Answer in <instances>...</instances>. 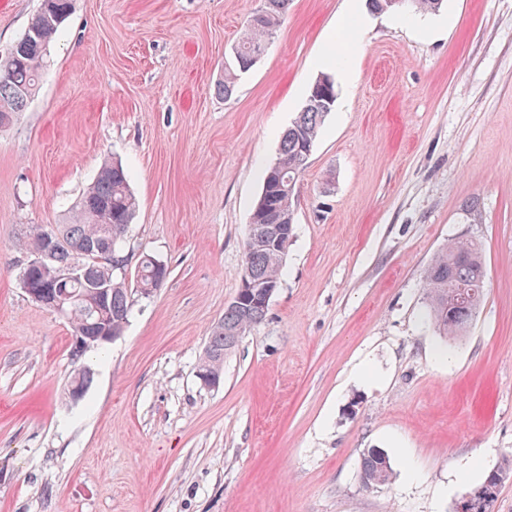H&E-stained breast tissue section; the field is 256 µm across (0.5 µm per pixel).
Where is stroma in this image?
<instances>
[{
    "instance_id": "stroma-1",
    "label": "stroma",
    "mask_w": 512,
    "mask_h": 512,
    "mask_svg": "<svg viewBox=\"0 0 512 512\" xmlns=\"http://www.w3.org/2000/svg\"><path fill=\"white\" fill-rule=\"evenodd\" d=\"M39 4L0 0V56ZM262 5L74 0L35 97L0 129V512H453L512 461V0H291L218 96ZM323 74L336 104L297 183L280 286L206 387L262 173ZM112 159L139 202L123 247L169 275L76 361L69 321L21 287L22 241L72 222ZM458 238L487 279L447 341L423 277ZM372 448L393 475L368 489ZM368 7L371 12L385 13L401 9L413 12H436L441 6L443 0H409L403 4L404 0H390L391 4H398L401 7L389 6L387 0H368Z\"/></svg>"
}]
</instances>
